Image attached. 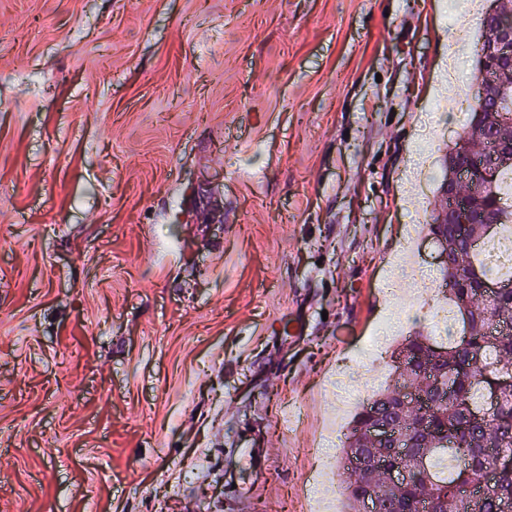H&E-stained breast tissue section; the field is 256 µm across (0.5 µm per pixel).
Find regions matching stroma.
Returning a JSON list of instances; mask_svg holds the SVG:
<instances>
[{"instance_id":"1","label":"stroma","mask_w":512,"mask_h":512,"mask_svg":"<svg viewBox=\"0 0 512 512\" xmlns=\"http://www.w3.org/2000/svg\"><path fill=\"white\" fill-rule=\"evenodd\" d=\"M468 8L0 0V512H309Z\"/></svg>"}]
</instances>
